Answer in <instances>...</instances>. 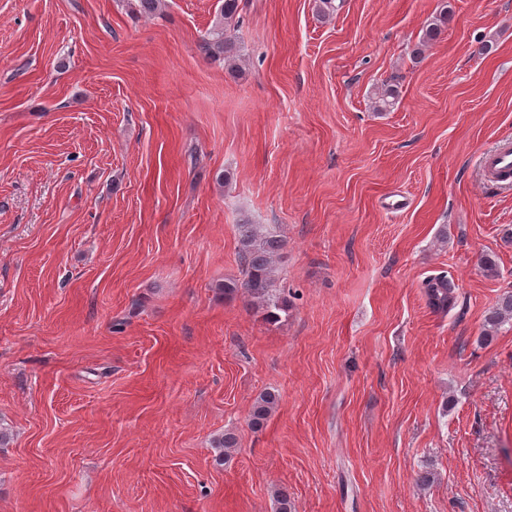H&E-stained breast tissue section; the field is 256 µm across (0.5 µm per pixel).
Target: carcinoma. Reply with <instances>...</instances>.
<instances>
[{
	"mask_svg": "<svg viewBox=\"0 0 512 512\" xmlns=\"http://www.w3.org/2000/svg\"><path fill=\"white\" fill-rule=\"evenodd\" d=\"M237 9V0H224L221 19L217 20L203 38L202 48L213 58H222L232 65L238 58V47L235 40L228 36L224 29V20L232 17ZM449 19L448 7H443L439 17L426 30L420 48L438 39ZM399 97L397 89L386 85L378 93L374 108L386 112L394 107ZM283 247V239L276 227L270 224H241L239 225V251L244 270V278L238 282L228 281L220 290L226 295L239 291L246 293L253 304L261 308L264 319L270 323L281 318V313L287 311V300L276 288L274 261ZM452 285L447 276L439 274L427 284L429 303L437 308L448 307ZM512 320V293L499 298L486 315V326L496 329L502 323ZM277 396L265 392L255 401L251 409V421L259 426L271 414L276 406Z\"/></svg>",
	"mask_w": 512,
	"mask_h": 512,
	"instance_id": "cac0c4a2",
	"label": "carcinoma"
}]
</instances>
